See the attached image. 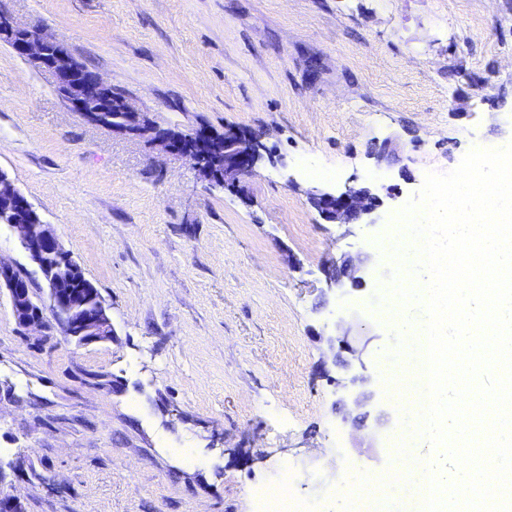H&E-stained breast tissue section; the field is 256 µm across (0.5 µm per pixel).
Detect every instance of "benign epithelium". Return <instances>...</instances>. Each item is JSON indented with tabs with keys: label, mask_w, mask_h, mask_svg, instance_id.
<instances>
[{
	"label": "benign epithelium",
	"mask_w": 512,
	"mask_h": 512,
	"mask_svg": "<svg viewBox=\"0 0 512 512\" xmlns=\"http://www.w3.org/2000/svg\"><path fill=\"white\" fill-rule=\"evenodd\" d=\"M14 37L13 50L35 68L51 72L55 77L59 95L70 109L80 113L95 126H112V132L148 139L165 153L185 157L201 169L211 170L207 162L223 150V163L218 171L205 177L212 187L242 190V182L266 162L272 166L281 159L272 154L261 137L234 125L224 129L204 127L188 133L177 129L167 131L151 123L147 115L133 109L121 100L120 111L125 113L120 125L110 124L112 96L105 92L109 87L100 75L88 79L80 63L57 36L23 27L8 17L0 16V36ZM311 206L328 224H376L373 214L383 200L376 183L348 184L337 191L321 189L308 192ZM15 207L33 211V223L11 224V229L29 259L41 272L42 283L34 286L31 279L12 264L0 260V290L7 291L12 315L19 327L34 329L41 336L52 333L53 326L45 317V307H50L55 321L63 324L65 337L79 346L112 339V321L107 307L95 289L86 287L85 277L76 268L64 276L48 271L47 257L56 254L68 261L71 256L64 250L54 231L27 196L15 185L9 174L0 169V220L10 224L9 212ZM390 269L354 264L343 258L328 261L325 275L329 286H341L344 281L361 285L368 277H388ZM340 403L363 409L362 416L353 419L362 423L378 410L379 399L372 379L365 374L352 375L343 385ZM388 416L381 413L371 430V447L381 442L390 427ZM0 512H24L22 498L13 493L0 495Z\"/></svg>",
	"instance_id": "1"
}]
</instances>
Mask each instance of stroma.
Returning a JSON list of instances; mask_svg holds the SVG:
<instances>
[{
    "instance_id": "stroma-1",
    "label": "stroma",
    "mask_w": 512,
    "mask_h": 512,
    "mask_svg": "<svg viewBox=\"0 0 512 512\" xmlns=\"http://www.w3.org/2000/svg\"><path fill=\"white\" fill-rule=\"evenodd\" d=\"M0 15L57 34L155 125L241 126L286 162L240 194L208 187L72 112L0 40V169L114 329L38 343L0 295V490L26 512H258L289 477L336 512L392 466L409 420L388 386L394 294L328 292L323 268L386 264L427 172L512 143V0H0ZM351 180L397 187L377 224L311 206ZM329 336L362 352L393 421L383 447L344 419Z\"/></svg>"
}]
</instances>
